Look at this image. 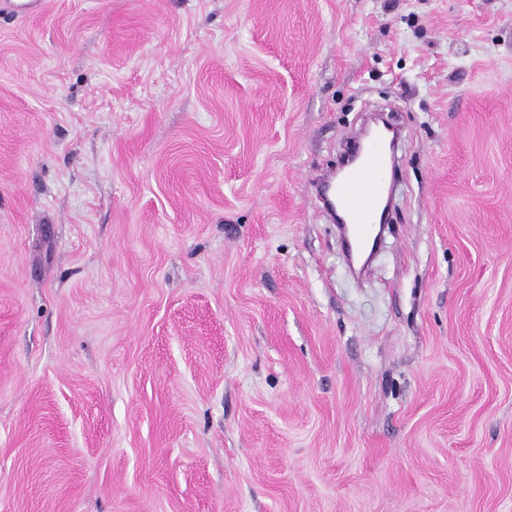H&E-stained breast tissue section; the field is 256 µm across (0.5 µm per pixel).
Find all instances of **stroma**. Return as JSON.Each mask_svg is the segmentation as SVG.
Instances as JSON below:
<instances>
[{"label": "stroma", "instance_id": "35a3bbf8", "mask_svg": "<svg viewBox=\"0 0 512 512\" xmlns=\"http://www.w3.org/2000/svg\"><path fill=\"white\" fill-rule=\"evenodd\" d=\"M0 512H512V0H0ZM389 159L379 142L372 143L363 153L359 164L336 178L333 186L336 209L348 216L351 225V245H370V230L375 224L382 200L388 194L386 171Z\"/></svg>", "mask_w": 512, "mask_h": 512}]
</instances>
